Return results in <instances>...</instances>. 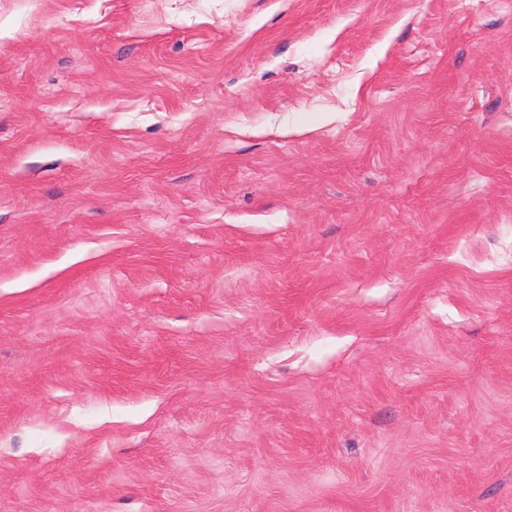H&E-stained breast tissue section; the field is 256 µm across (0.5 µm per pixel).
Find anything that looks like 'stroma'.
Listing matches in <instances>:
<instances>
[{
    "label": "stroma",
    "mask_w": 512,
    "mask_h": 512,
    "mask_svg": "<svg viewBox=\"0 0 512 512\" xmlns=\"http://www.w3.org/2000/svg\"><path fill=\"white\" fill-rule=\"evenodd\" d=\"M0 512H512V0H0Z\"/></svg>",
    "instance_id": "1"
}]
</instances>
